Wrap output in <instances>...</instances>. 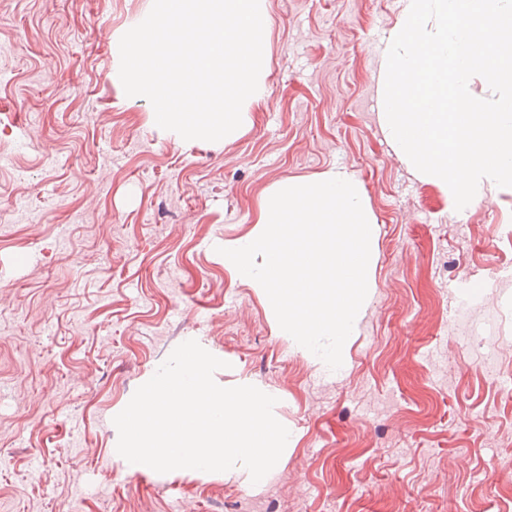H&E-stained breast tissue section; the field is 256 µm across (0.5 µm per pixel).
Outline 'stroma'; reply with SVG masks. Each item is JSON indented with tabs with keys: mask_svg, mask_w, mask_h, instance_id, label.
I'll list each match as a JSON object with an SVG mask.
<instances>
[{
	"mask_svg": "<svg viewBox=\"0 0 512 512\" xmlns=\"http://www.w3.org/2000/svg\"><path fill=\"white\" fill-rule=\"evenodd\" d=\"M147 2L0 0V512H512V187L459 211L394 154L377 90L407 0H268L267 97L227 143L126 96L117 40ZM333 168L378 225L335 371L218 252L270 183ZM190 339L219 386L277 399L262 486L116 450L114 417Z\"/></svg>",
	"mask_w": 512,
	"mask_h": 512,
	"instance_id": "stroma-1",
	"label": "stroma"
}]
</instances>
